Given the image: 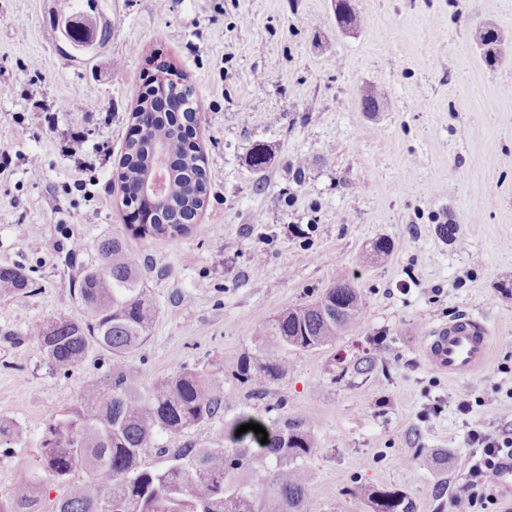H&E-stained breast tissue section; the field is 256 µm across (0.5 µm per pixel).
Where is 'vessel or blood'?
Instances as JSON below:
<instances>
[{
	"label": "vessel or blood",
	"mask_w": 512,
	"mask_h": 512,
	"mask_svg": "<svg viewBox=\"0 0 512 512\" xmlns=\"http://www.w3.org/2000/svg\"><path fill=\"white\" fill-rule=\"evenodd\" d=\"M493 338L484 323L465 315L434 328L422 340L426 361L452 378H472L485 367Z\"/></svg>",
	"instance_id": "b4317fda"
}]
</instances>
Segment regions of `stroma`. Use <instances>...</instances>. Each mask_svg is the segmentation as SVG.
Segmentation results:
<instances>
[{
    "label": "stroma",
    "instance_id": "35a3bbf8",
    "mask_svg": "<svg viewBox=\"0 0 512 512\" xmlns=\"http://www.w3.org/2000/svg\"><path fill=\"white\" fill-rule=\"evenodd\" d=\"M358 7L366 24L348 32L334 0H0V148L45 161L41 180L19 167L0 177V266L26 265L35 282L0 298V420L19 428L0 442V497L37 456L47 423L108 369L94 353L54 373L37 345L47 320L78 313L66 293L76 239L80 261H96L97 243L116 236L146 266L160 315L129 360L145 385L186 365L232 370L260 321L314 299L339 271L355 276L362 329L289 354L287 375L268 387V403L286 400L315 433L310 512H371L356 495L368 486L400 491L414 512H449L470 429L512 433V0ZM478 27L510 40L487 56ZM159 59L206 105L194 140L210 194L187 235L141 239L113 178ZM371 84L384 95L366 112L359 92ZM77 99L86 111L73 110ZM46 107L58 131L83 127L111 150L91 203L61 191L77 171L42 128ZM257 143L272 153L259 174L247 163ZM448 223L455 237L441 233ZM380 237L392 242L388 261L363 265ZM463 314L484 318L495 339L479 376L451 379L429 366L421 338ZM373 353L382 370L352 373ZM224 394L220 417L179 439L158 436L146 466L163 467L161 449L182 441L217 445L247 404L232 379Z\"/></svg>",
    "mask_w": 512,
    "mask_h": 512
}]
</instances>
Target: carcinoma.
Here are the masks:
<instances>
[{"label":"carcinoma","instance_id":"1","mask_svg":"<svg viewBox=\"0 0 512 512\" xmlns=\"http://www.w3.org/2000/svg\"><path fill=\"white\" fill-rule=\"evenodd\" d=\"M336 22L344 30H358L364 18L354 0H335ZM167 151V188L177 207L161 209L157 224H141L135 235L175 237L190 231L181 219L201 210L209 195L204 155L185 146L182 124L168 118L137 142L125 145L122 164L133 180L148 177L157 162V148ZM271 152L263 144L250 152L249 165L261 170ZM392 244L378 238L367 254L372 262L391 255ZM99 262L81 265L68 283V293L81 316L49 321L37 336L45 363L67 373L93 350L107 354L106 374L88 379L77 404L53 418L46 427L36 463L23 466L0 512H43L51 487L66 485L52 512H100L109 499L112 512H308L309 471L304 461L315 449L308 424L288 416L286 401L259 407L267 385L288 373V354L330 345L345 332L358 331L367 307L355 278L337 277L315 300L261 321L254 330L256 350L244 354L231 371L254 404L224 422L218 448L187 442L168 456L160 469L145 466L143 457L155 447L157 434L177 437L207 423L224 408L219 375L185 366L157 379L147 388L131 371L127 358L142 348L159 317L149 294L143 265L118 237L97 245ZM32 279L21 265L0 266V296L25 293ZM281 411L276 418L268 416ZM254 422L268 434L240 426ZM82 472L84 477L76 474ZM373 512H414L399 491L362 487Z\"/></svg>","mask_w":512,"mask_h":512}]
</instances>
